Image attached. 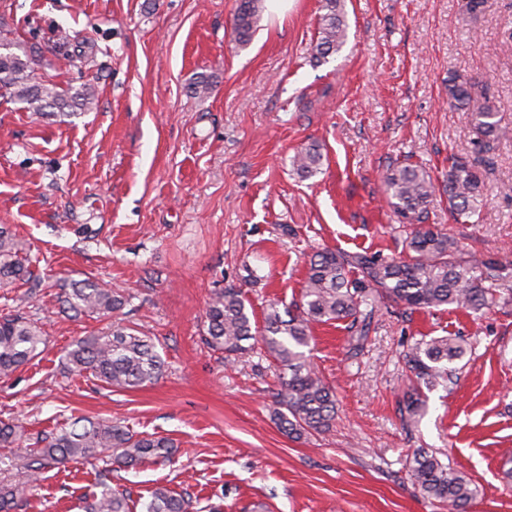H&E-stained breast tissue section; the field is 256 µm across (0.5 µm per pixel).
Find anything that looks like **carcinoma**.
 Masks as SVG:
<instances>
[{
	"mask_svg": "<svg viewBox=\"0 0 512 512\" xmlns=\"http://www.w3.org/2000/svg\"><path fill=\"white\" fill-rule=\"evenodd\" d=\"M263 0H239L234 18L235 40L249 43L256 30ZM319 36L311 59L317 65L339 53L348 40L345 0H322ZM96 91L84 84L73 92L61 90L49 79L35 77L34 62L19 44L0 31V97L23 105L39 115L58 112L65 116L85 110L95 100ZM448 105L467 114L476 134L475 156L454 157L448 165L446 191L455 220L469 221L480 212L484 186L479 171L480 157L506 138L495 106L473 79L448 77ZM323 155L316 143L308 145L292 159L296 174L308 179L322 165ZM384 192L397 213L416 224L407 233L408 259H383L368 252L324 250L309 262L301 300L296 312L266 307L263 325L252 321L248 300L235 288L213 292L207 302L202 340L229 362L253 352L260 340L265 355L278 368V388L274 392L273 419L288 435L300 439L329 428L336 414V399L329 382L310 360L311 325L348 322L349 351L356 355L367 341L376 308L403 305L410 310L455 306L479 313L492 304L499 292V267L465 252L457 240L445 233L425 228L427 205L433 193L428 173L420 166L401 164L383 176ZM15 234L0 226V285L32 283L29 259ZM58 299L69 310L88 317L120 311L124 294L98 281H63ZM46 336L42 327L21 312L0 316V376H9L44 352ZM467 353L464 339L432 337L416 343L403 355L414 382L413 393L401 409L403 423L410 428L423 412L421 388H431L452 380L450 365ZM68 371L89 373L105 386L134 390L154 383L162 375L165 361L153 337L121 324L76 340L66 354ZM22 426L0 421V446L10 448L20 442ZM46 445L26 454L28 479L21 483H0V512H14L18 503L33 490L50 464L105 459L119 468L135 467L151 458L169 462L176 449L166 437L140 435L110 420L76 418L44 438ZM408 471L421 494L441 503L448 512H466L476 496L470 478L443 462L436 454L416 449L407 461ZM84 512H132L129 498L102 484L99 495L85 502ZM141 512H194L190 498L166 487L155 488Z\"/></svg>",
	"mask_w": 512,
	"mask_h": 512,
	"instance_id": "carcinoma-1",
	"label": "carcinoma"
}]
</instances>
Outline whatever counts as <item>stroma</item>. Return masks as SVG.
<instances>
[{
  "label": "stroma",
  "mask_w": 512,
  "mask_h": 512,
  "mask_svg": "<svg viewBox=\"0 0 512 512\" xmlns=\"http://www.w3.org/2000/svg\"><path fill=\"white\" fill-rule=\"evenodd\" d=\"M346 0L343 50L313 66L320 0L263 12L248 45L232 38L237 0H0V30L61 89L96 88L88 110L38 117L0 98V225L16 235L42 285L0 287V311L42 324L48 347L0 378V421L21 423L22 447L85 416L172 439L173 462L112 473L132 501L165 486L208 512H443L413 485L406 458L436 453L479 493L470 512H512V139L485 155L484 202L469 224L448 212L449 156L475 133L448 106V76L476 80L512 127V0ZM67 37L74 65L53 53ZM213 83L190 95L193 78ZM321 170L291 159L311 142ZM409 161L429 172V225L500 266L502 303L480 314L395 306L376 313L359 355L343 324L312 327V362L336 393L324 433L288 438L273 423L275 369L253 353L234 364L201 341L208 298L241 289L255 319L299 299L318 251L404 255L406 226L382 177ZM121 288L123 323L157 337V382L104 387L61 358L106 321L63 312L59 280ZM468 344L451 383L422 390L425 412L404 428L410 382L402 354L422 337ZM99 466L44 471L16 512H83ZM323 155L320 146L316 143L309 144L298 152L292 159V165L296 174L303 179L315 176L322 165Z\"/></svg>",
  "instance_id": "1"
}]
</instances>
